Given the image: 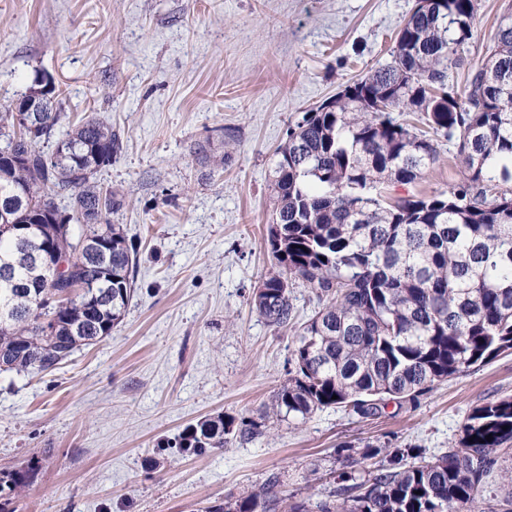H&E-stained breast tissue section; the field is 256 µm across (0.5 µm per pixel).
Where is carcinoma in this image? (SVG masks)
Returning a JSON list of instances; mask_svg holds the SVG:
<instances>
[{"label": "carcinoma", "instance_id": "obj_1", "mask_svg": "<svg viewBox=\"0 0 512 512\" xmlns=\"http://www.w3.org/2000/svg\"><path fill=\"white\" fill-rule=\"evenodd\" d=\"M476 12L477 0H417L390 62L306 113L274 153L266 238L273 264L250 296L252 310L291 333L288 378L266 414L273 425L327 408L376 416L388 399L415 402L512 352V13L502 15L487 57L461 89L449 74L464 67ZM42 122L33 135L17 130L13 106L0 111V203L23 191L16 223L39 218L45 240L68 253L70 277L44 281L29 259L32 244L0 227V268L19 283L0 288V373L57 370L111 335L134 294L137 251L107 218L118 201L85 176L112 164L120 134L94 119L63 129L54 100ZM439 138L456 149L461 182L429 196L384 195V186L435 168ZM46 142L54 143L49 154L39 148ZM63 194L69 222L59 224L50 217ZM106 228L112 249L93 257L83 243ZM108 277L111 287L95 296L72 288ZM298 286L316 299L302 321L292 297ZM462 433L461 447L440 455L396 448L360 483L344 471L342 502L300 501L289 512H472L496 454L512 442V399L473 409ZM260 434L250 420L218 415L177 445L204 453ZM278 486L271 479L208 512H274ZM25 487L23 474L0 477V495Z\"/></svg>", "mask_w": 512, "mask_h": 512}]
</instances>
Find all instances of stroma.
<instances>
[{
  "instance_id": "stroma-1",
  "label": "stroma",
  "mask_w": 512,
  "mask_h": 512,
  "mask_svg": "<svg viewBox=\"0 0 512 512\" xmlns=\"http://www.w3.org/2000/svg\"><path fill=\"white\" fill-rule=\"evenodd\" d=\"M416 0H0V107L47 76L64 126L93 117L123 146L96 179L138 252L135 294L111 336L54 372L0 374V476L31 470L6 512H202L280 481L331 498L366 446L457 447L469 413L512 398V355L449 378L417 402L363 418L340 408L265 426L288 377L289 331L248 297L271 268L268 182L289 127L390 60ZM512 0H478L477 68ZM205 145L206 156L195 153ZM396 197L447 190L462 167L446 140ZM264 431L202 454L170 448L199 420Z\"/></svg>"
}]
</instances>
